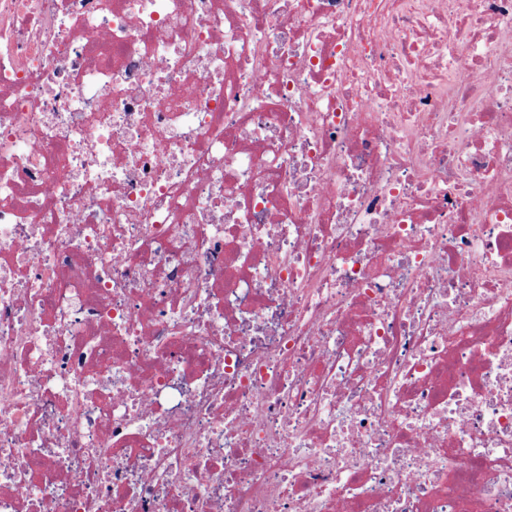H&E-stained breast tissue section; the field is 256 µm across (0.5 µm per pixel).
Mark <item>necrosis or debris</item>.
I'll return each mask as SVG.
<instances>
[{"instance_id": "4bbe7bcc", "label": "necrosis or debris", "mask_w": 512, "mask_h": 512, "mask_svg": "<svg viewBox=\"0 0 512 512\" xmlns=\"http://www.w3.org/2000/svg\"><path fill=\"white\" fill-rule=\"evenodd\" d=\"M0 512H512V0H0Z\"/></svg>"}]
</instances>
